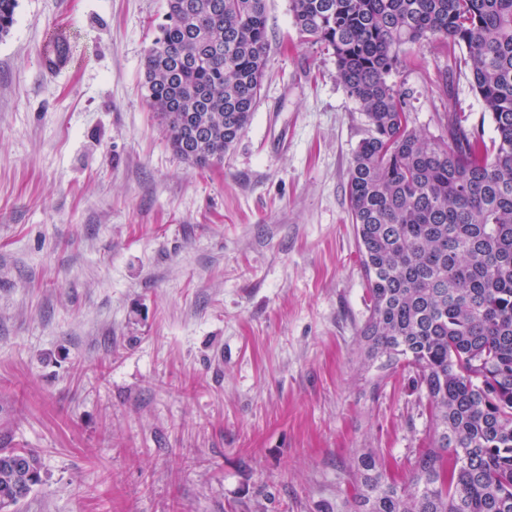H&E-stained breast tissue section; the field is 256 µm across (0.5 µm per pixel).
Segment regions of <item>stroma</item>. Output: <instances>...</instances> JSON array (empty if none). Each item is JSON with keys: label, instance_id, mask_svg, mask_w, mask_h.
Instances as JSON below:
<instances>
[{"label": "stroma", "instance_id": "35a3bbf8", "mask_svg": "<svg viewBox=\"0 0 512 512\" xmlns=\"http://www.w3.org/2000/svg\"><path fill=\"white\" fill-rule=\"evenodd\" d=\"M165 11L18 0L0 39V448L41 467L20 512H351L362 453L402 483L432 434L415 369L360 337L366 118L267 0L252 121L223 161L188 164L144 87ZM462 55L409 45L391 76L442 143L449 113L483 118Z\"/></svg>", "mask_w": 512, "mask_h": 512}]
</instances>
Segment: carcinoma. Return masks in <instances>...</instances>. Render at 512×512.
Instances as JSON below:
<instances>
[{"mask_svg": "<svg viewBox=\"0 0 512 512\" xmlns=\"http://www.w3.org/2000/svg\"><path fill=\"white\" fill-rule=\"evenodd\" d=\"M267 0H167L144 57L150 106L173 152L206 167L259 103ZM18 0H0V36ZM299 32L332 50L367 120L348 194L370 300L367 354L417 369L432 444L407 483L371 453L353 512H512V0H290ZM465 47L493 136L448 121L443 145L409 126L388 78L409 44ZM40 481L32 451L0 450L4 496Z\"/></svg>", "mask_w": 512, "mask_h": 512, "instance_id": "1", "label": "carcinoma"}]
</instances>
